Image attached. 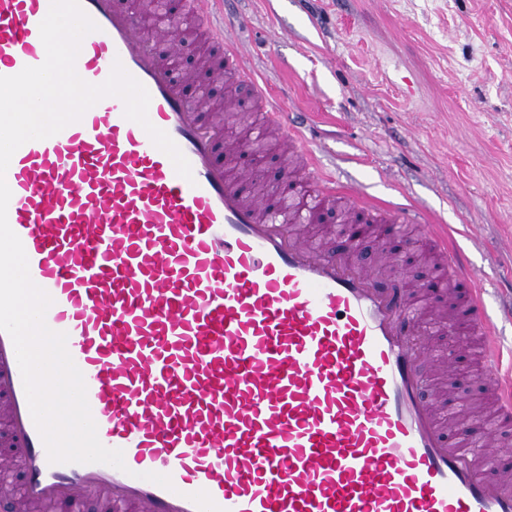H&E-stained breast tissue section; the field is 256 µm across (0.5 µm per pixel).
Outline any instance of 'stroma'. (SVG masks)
Returning <instances> with one entry per match:
<instances>
[{"instance_id":"stroma-1","label":"stroma","mask_w":512,"mask_h":512,"mask_svg":"<svg viewBox=\"0 0 512 512\" xmlns=\"http://www.w3.org/2000/svg\"><path fill=\"white\" fill-rule=\"evenodd\" d=\"M224 19L338 184L447 226L512 348V0H233ZM393 230L399 271L447 279L418 227Z\"/></svg>"}]
</instances>
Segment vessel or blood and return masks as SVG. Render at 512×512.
Listing matches in <instances>:
<instances>
[{
  "mask_svg": "<svg viewBox=\"0 0 512 512\" xmlns=\"http://www.w3.org/2000/svg\"><path fill=\"white\" fill-rule=\"evenodd\" d=\"M97 31L75 62L100 84L114 62L148 90L150 122L189 161L179 176L146 131L107 97L79 122L14 153L8 223L33 282L52 298L45 321L67 335L100 442L125 470L49 462L33 421L11 337L0 331L1 438L20 459L21 496L0 512H81L86 497L110 512H512V376L502 374L496 323L474 280L428 225L442 266L464 288L454 318L482 337L478 356L492 424L481 451L457 424L447 437L419 377L432 346L415 339L428 314L411 280L378 287L381 269L301 233L336 195L301 123L257 87L247 53L224 24L223 0H185L214 47L212 74L255 85L265 121L306 153L283 208L232 161L242 140L193 106L150 41L179 46L169 13L136 0H80ZM51 0H0V76L41 65L40 24ZM373 228L417 223L418 208L371 201ZM170 476L165 489L145 480Z\"/></svg>",
  "mask_w": 512,
  "mask_h": 512,
  "instance_id": "1",
  "label": "vessel or blood"
}]
</instances>
